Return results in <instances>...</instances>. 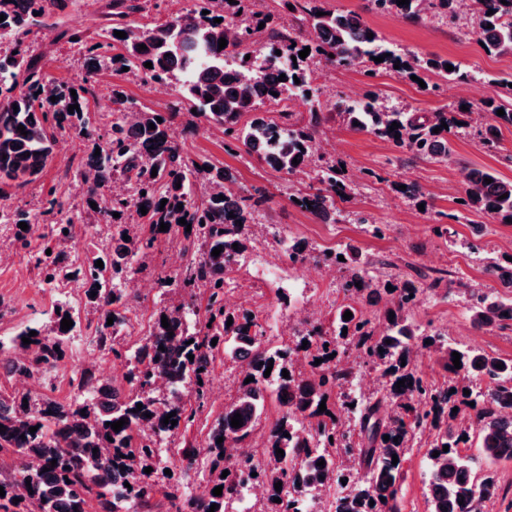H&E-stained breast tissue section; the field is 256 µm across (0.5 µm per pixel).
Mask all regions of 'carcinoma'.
Segmentation results:
<instances>
[{
    "label": "carcinoma",
    "instance_id": "1",
    "mask_svg": "<svg viewBox=\"0 0 512 512\" xmlns=\"http://www.w3.org/2000/svg\"><path fill=\"white\" fill-rule=\"evenodd\" d=\"M65 2L0 0V15L5 16L0 22V220L16 225L24 222L30 228L49 224L58 242L69 241L75 224L55 190L30 209L12 210L3 201L8 199L7 189L22 188L43 172L52 159L58 133L73 132L84 140L85 167L95 172L96 179L83 182V210L96 223L116 228L112 259L100 269L94 258L78 262L69 259L66 250L53 247L49 255L43 250L34 256V267L44 282L55 288L72 280L85 285L87 301L99 311L93 339L100 350L128 364L127 389L101 383L89 367L77 380L78 395L68 401L29 390L0 393V453L15 461L9 480H0L5 491V496H0V512H89L91 507L95 512H184L187 507L191 512H209L214 503L215 512H229V505L238 501L251 483L265 489L259 512H303L309 489L329 490L359 470L364 471L361 484L336 497L333 512H401L399 492L407 445L415 433L426 430L433 435L427 452L430 512H485L497 484L491 475L481 473L480 460L512 461V359L456 349L448 346L444 334L421 331L408 316L419 301L417 289L391 279L378 282L369 274L374 262L364 259L357 246L346 243L317 253L292 238L279 241L289 260L329 262L343 273V303L329 324L311 325L298 333L291 345L266 347L257 317L228 306L222 287L224 275L250 243L245 232L254 215L250 199L233 188L234 179L224 168L206 158L195 162L183 155L169 134L175 110L161 112L140 105L115 85L111 89L112 119L104 133H98L100 118L90 109L98 93L93 77L77 87L54 78L42 56L33 53L27 43L33 28L45 26ZM147 2L155 12L154 24L149 27L129 20L146 9L139 0H109L112 25L99 34L98 41L87 45L86 35L77 29L62 30L56 39L86 47L90 65L96 69L108 65L121 73L127 67L153 83L176 81L181 103L197 123L220 130L227 149H243L274 172L293 176L315 162L318 137L330 115L424 160L447 157L450 136L474 121L470 110L435 112L428 118L405 109H389L375 92L324 108L315 85L316 61L355 65L365 58L382 57L378 67L401 78L417 76L421 70L446 83H465L470 77L460 63L450 59H423L385 46L361 15L328 9L325 0H293L297 16L289 26L278 24L271 13L257 8L256 0H191L190 8L176 16L168 13L169 0ZM367 2L373 12L417 22L428 11L448 12L454 0H409L407 5L396 0ZM471 7L484 51L512 56V0L504 4L501 0H471ZM204 10L208 14H202ZM319 11L323 15H317ZM216 18L222 22H214ZM261 23L264 27L260 29ZM116 31L127 37L115 36ZM369 33L373 38H367ZM221 38L227 39L223 49L219 48ZM258 43L265 48L260 65L253 63ZM141 44L146 49H139ZM307 47L308 56L299 58V52ZM146 62L153 68L145 67ZM447 64L453 70H446ZM282 74L285 81L280 82ZM440 82L432 83L431 90H439ZM510 82L498 80L506 94L484 104L497 121L482 133L483 145L489 149L499 143V126H512ZM75 104L79 110L69 112L68 107ZM298 104L308 106L307 115L296 116ZM499 109L505 115H497ZM394 122L400 127L393 132L389 127ZM443 122L448 128L441 127ZM151 123L155 124L153 130L149 129ZM20 125L26 134L17 131ZM437 127L440 131L433 132ZM295 158L300 160L297 165L292 164ZM154 168L157 175L153 177ZM334 168L329 162L321 164L317 185L296 195L300 207L332 224L342 218L337 203L351 197L350 184ZM203 171L214 175L215 188L199 201L191 178ZM117 175L130 183L129 196L106 192ZM487 178L492 182L485 183ZM464 185L463 205L469 211L499 224L512 220V181L489 170L470 168ZM221 195L225 199H219ZM163 199L167 203L162 207ZM143 205L147 209L144 215L140 211ZM116 212L120 217H113ZM181 218L191 225V231L183 232L181 247L188 263L181 278L172 282L187 293L189 301L160 310L148 334L121 349L116 339L130 322L129 302L121 291L109 287V282L131 270L136 259L139 266L146 265L160 235V223L168 224L165 234L169 235L182 228ZM235 243L236 249L232 248ZM219 246L220 255H211ZM340 255L344 260H338ZM389 285L393 290H387ZM93 291L97 292L94 297ZM459 291L467 296L476 328H502L512 322V299L499 296L494 288L462 283ZM375 292L387 294L378 325L357 309L364 295ZM198 299L205 301L202 315L195 307ZM347 311L353 314L348 321L343 318ZM391 312L395 314L392 319ZM163 316L167 328L162 326ZM65 317L75 323L79 320L74 308L61 306L50 330L27 326L12 338L11 345L0 341V363L7 366V372L39 381L45 379L46 366L64 362L70 336L61 329ZM109 317L114 318L111 325L107 324ZM230 319L233 323L229 326ZM32 331L37 335L29 336ZM24 337L32 343L23 344ZM214 338L224 343L225 356L244 363V371L203 442L186 440L177 454L190 465L204 457L211 488L223 486L222 495L210 491L203 498L185 499L179 485L161 487L144 469L158 470L163 445L195 422L197 409L186 399L185 391H191L198 402L205 399V383L219 354V346L211 345ZM428 339L438 349L440 366L449 378V384L439 389L428 384L411 359L414 347ZM380 348L384 352H378ZM455 351L460 354L459 369L453 364ZM348 352L379 370L382 389L376 395L352 393L355 372L345 362ZM190 354L194 359L188 358ZM317 359L321 360L318 365ZM498 364L503 368H496ZM269 366L272 371L266 376ZM284 369L289 372L287 378L282 376ZM248 377L253 381L245 382ZM402 379L407 386L396 388ZM471 379L483 383L473 396L464 394L468 388L464 381ZM333 398L358 419V432L340 425L331 408L319 411L321 401ZM270 399L277 402L279 414L271 423L266 459L239 456L237 449L252 435ZM455 407L458 411L454 414ZM171 412L176 413L175 426L163 423ZM238 413L243 425L234 428L231 418ZM122 418L126 424L113 431L109 424ZM31 427L37 431L30 432ZM220 437L223 442L219 444ZM474 437L479 442L478 459L460 452ZM445 445L449 446L446 452ZM278 448L284 455L276 454ZM435 451L439 452L436 457ZM394 454L398 457L395 465ZM54 459L55 465L51 464ZM320 460L325 465H317ZM224 470L229 471L225 477ZM115 474L125 476L130 487L113 484ZM279 481L278 492L275 483ZM15 498L19 499L16 504ZM276 498L281 502H274Z\"/></svg>",
    "mask_w": 512,
    "mask_h": 512
}]
</instances>
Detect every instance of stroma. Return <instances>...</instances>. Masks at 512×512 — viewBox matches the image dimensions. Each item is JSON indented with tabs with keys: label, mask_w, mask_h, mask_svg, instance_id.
<instances>
[{
	"label": "stroma",
	"mask_w": 512,
	"mask_h": 512,
	"mask_svg": "<svg viewBox=\"0 0 512 512\" xmlns=\"http://www.w3.org/2000/svg\"><path fill=\"white\" fill-rule=\"evenodd\" d=\"M108 0H69L67 8L57 16L61 28L81 29L91 34L107 24ZM330 9L354 11L377 31L394 49L411 52L422 58H450L460 62L471 74L467 100L473 109H480L483 100L500 95L497 77L512 75V56L487 55L478 43L477 28L461 4H454L449 17L424 16L416 22L377 14L367 9V0H327ZM36 53L41 54L46 68L56 78L81 85L88 76L85 52L66 41L56 39L53 31L42 28L30 35ZM316 85L321 102L353 98L369 91L377 92L393 106L406 105L415 112H439L459 104L455 84L431 92L417 82L399 78L380 69L369 74L367 65L340 67L319 65ZM96 79L100 86L92 101L93 111L105 114L111 107L107 95L111 86H120L129 97L144 105L163 111L176 102L179 93L175 84L157 87L144 81L135 72L114 73L101 68ZM188 114L174 123L171 133L188 158H208L228 169L236 179L235 187L244 194L261 190L269 202L255 211V238L246 252V260L226 277L231 294H246L245 310L258 312L265 343L280 347L292 343L294 336L280 330L283 319L303 324L328 323L343 300L337 285L339 271L316 264L299 266L282 254L273 234L282 232L304 240L309 247L323 250L351 243L364 254L388 260L387 268H372V275L398 276L419 290V301L411 310L412 320L429 331L445 333L449 344L479 349L503 358H512V325L491 331L477 330L468 311V302L459 291L429 290L428 278L436 272H448L451 279L479 287L489 285L485 268L492 262L512 258V224H497L490 218L467 223V210L460 200L464 195L463 171L468 167L485 168L512 181V127L501 128L497 151L484 149L476 134H461L451 140L446 160H422L391 142L374 135L355 132L340 122L324 125L319 136L322 146L329 148V160L344 166L345 178L352 186L349 201L341 203L343 212L365 211L371 224L345 220L324 224L308 211L295 205L290 192L307 190L310 178L275 173L242 151L224 148L220 132L203 128L188 133ZM85 147L80 137L61 134L57 137L52 160L34 182L13 191L11 207L28 209L39 201L48 188H55L58 197L72 202L82 183ZM416 185L420 194L410 197L399 192V184ZM383 228L374 235L372 224ZM437 224L452 225V238L437 236ZM18 229L0 223V249L7 253L0 260V336L12 338L28 325H48L60 306H78L81 324L73 332L68 357L61 367L51 372V394L59 399L74 396L76 379L88 362H95L100 377L116 370L114 386L125 383L124 361L98 350L92 340L90 325L98 319L95 307L88 303L77 285L55 288L44 284L34 267L32 257L48 240L49 228L40 225L28 235L25 244H17ZM478 240L480 252L468 249L471 240ZM180 239L175 235L160 236L158 246L148 265L133 269L128 277L118 280L122 291L145 288L147 295L136 307V315L119 341L124 345L138 343L165 306L181 299L175 287L162 286V277L175 274L180 266ZM239 369L230 359L217 358L209 377L206 399L195 426L187 434H176L168 445L172 454L168 471H156L154 478L161 485L174 482L187 484L190 493L209 485V473L203 462L186 466L176 454L184 440L204 439L207 426L223 411L238 377ZM431 437L428 433L413 436L408 443L402 485V512H429L428 458Z\"/></svg>",
	"instance_id": "obj_1"
}]
</instances>
